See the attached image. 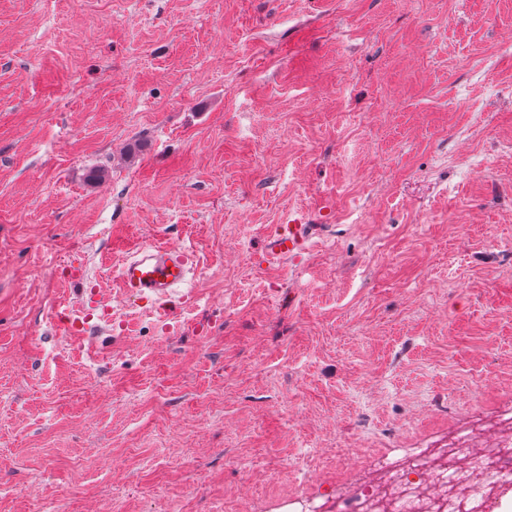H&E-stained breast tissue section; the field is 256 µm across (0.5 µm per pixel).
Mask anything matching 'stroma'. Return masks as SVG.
<instances>
[{"mask_svg": "<svg viewBox=\"0 0 512 512\" xmlns=\"http://www.w3.org/2000/svg\"><path fill=\"white\" fill-rule=\"evenodd\" d=\"M510 405L512 0H0V512H279ZM303 218H296L292 224H283L276 229L266 244V260L275 261L303 253L311 234V224H302ZM193 261L192 254L164 244L141 245L121 260L116 278L142 309L173 312Z\"/></svg>", "mask_w": 512, "mask_h": 512, "instance_id": "1", "label": "stroma"}]
</instances>
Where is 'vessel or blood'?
I'll return each mask as SVG.
<instances>
[{
  "label": "vessel or blood",
  "mask_w": 512,
  "mask_h": 512,
  "mask_svg": "<svg viewBox=\"0 0 512 512\" xmlns=\"http://www.w3.org/2000/svg\"><path fill=\"white\" fill-rule=\"evenodd\" d=\"M310 234V225L298 218L280 226L266 244L267 260L303 253ZM193 260L192 254L160 243L142 245L122 259L117 280L123 293L141 308L169 312L180 298Z\"/></svg>",
  "instance_id": "vessel-or-blood-1"
}]
</instances>
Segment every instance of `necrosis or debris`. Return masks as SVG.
Returning <instances> with one entry per match:
<instances>
[{"label": "necrosis or debris", "instance_id": "1", "mask_svg": "<svg viewBox=\"0 0 512 512\" xmlns=\"http://www.w3.org/2000/svg\"><path fill=\"white\" fill-rule=\"evenodd\" d=\"M306 482L287 512H496L497 490L512 486V429L485 439L462 429L397 458L373 451L352 463L349 479Z\"/></svg>", "mask_w": 512, "mask_h": 512}]
</instances>
